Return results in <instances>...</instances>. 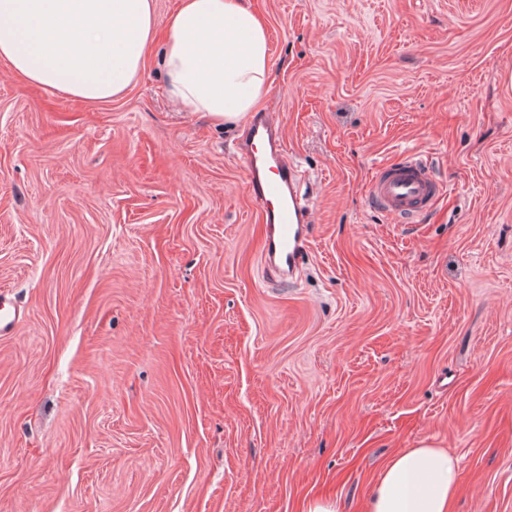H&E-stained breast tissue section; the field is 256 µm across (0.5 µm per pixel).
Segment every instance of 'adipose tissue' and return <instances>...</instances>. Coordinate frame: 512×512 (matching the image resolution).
Listing matches in <instances>:
<instances>
[{"mask_svg":"<svg viewBox=\"0 0 512 512\" xmlns=\"http://www.w3.org/2000/svg\"><path fill=\"white\" fill-rule=\"evenodd\" d=\"M157 54L184 112L237 123L271 87L268 30L250 0H179L157 33L154 0H0V63L19 79L87 103L120 97ZM458 457L432 442L378 474L365 512H453Z\"/></svg>","mask_w":512,"mask_h":512,"instance_id":"1","label":"adipose tissue"}]
</instances>
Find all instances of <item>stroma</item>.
<instances>
[{"instance_id": "obj_1", "label": "stroma", "mask_w": 512, "mask_h": 512, "mask_svg": "<svg viewBox=\"0 0 512 512\" xmlns=\"http://www.w3.org/2000/svg\"><path fill=\"white\" fill-rule=\"evenodd\" d=\"M252 2L311 207L291 282L248 121L153 64L94 105L0 66V512H364L424 440L455 512H512V0ZM411 151L452 186L415 224L368 200ZM20 323V315L12 301L0 292V335L14 333Z\"/></svg>"}]
</instances>
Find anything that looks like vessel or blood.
<instances>
[{
	"instance_id": "obj_1",
	"label": "vessel or blood",
	"mask_w": 512,
	"mask_h": 512,
	"mask_svg": "<svg viewBox=\"0 0 512 512\" xmlns=\"http://www.w3.org/2000/svg\"><path fill=\"white\" fill-rule=\"evenodd\" d=\"M252 195L264 224L263 263L284 279L303 265L309 244V204L299 192L301 172L289 159L281 130L266 117L250 124V142L240 149ZM444 184L415 155L382 167L369 186L371 204L383 213L411 222L419 220L439 200ZM20 315L0 294V335L13 334Z\"/></svg>"
}]
</instances>
